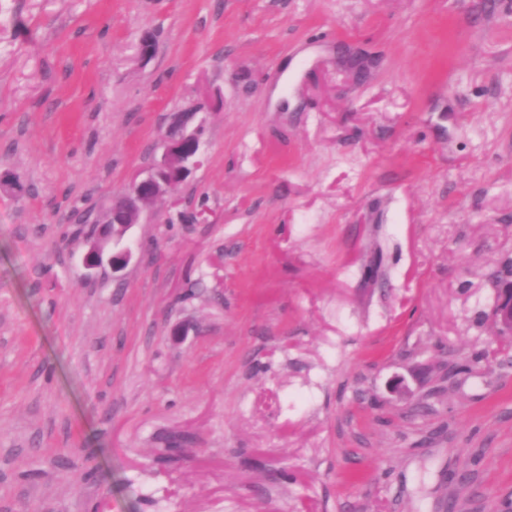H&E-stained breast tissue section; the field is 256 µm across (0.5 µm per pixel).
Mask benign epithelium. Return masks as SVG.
<instances>
[{
	"label": "benign epithelium",
	"mask_w": 512,
	"mask_h": 512,
	"mask_svg": "<svg viewBox=\"0 0 512 512\" xmlns=\"http://www.w3.org/2000/svg\"><path fill=\"white\" fill-rule=\"evenodd\" d=\"M190 114H178L161 137V154L144 171L138 173L125 193L119 195L124 204L121 223L112 224V234L101 230L83 255L82 264L88 273L105 266L112 274L123 271L132 259V248L124 243L130 228L138 223L142 206L164 198L169 188L185 181L200 165L201 140L199 128H192ZM491 316L502 336L512 335V278L498 283Z\"/></svg>",
	"instance_id": "obj_1"
}]
</instances>
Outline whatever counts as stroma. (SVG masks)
<instances>
[{
    "mask_svg": "<svg viewBox=\"0 0 512 512\" xmlns=\"http://www.w3.org/2000/svg\"><path fill=\"white\" fill-rule=\"evenodd\" d=\"M5 171L0 512H512V0H0ZM193 114H178L161 137V154L144 171L138 173L125 193L118 197L124 204L122 223L112 224V236L102 229L83 255L82 264L88 273L108 266L113 276L123 271L132 259V248L124 243L130 228L138 223L142 206L163 199L169 188L185 181L200 165L201 140L199 128H190ZM112 243V250L109 249ZM491 316L499 328V335H512V278H504L498 283Z\"/></svg>",
    "mask_w": 512,
    "mask_h": 512,
    "instance_id": "obj_1",
    "label": "stroma"
}]
</instances>
